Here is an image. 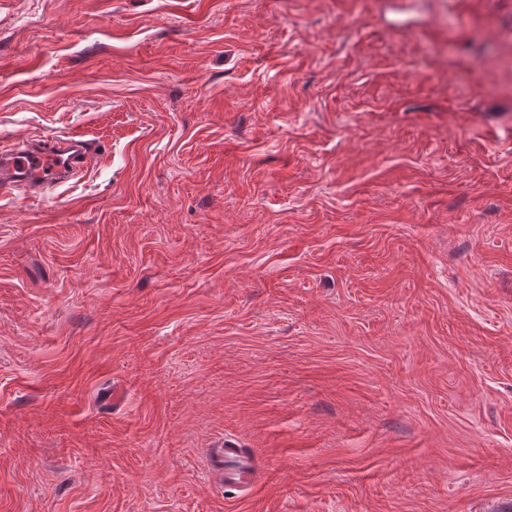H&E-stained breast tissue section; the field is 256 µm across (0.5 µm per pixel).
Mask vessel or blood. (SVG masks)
Here are the masks:
<instances>
[{
	"label": "vessel or blood",
	"mask_w": 512,
	"mask_h": 512,
	"mask_svg": "<svg viewBox=\"0 0 512 512\" xmlns=\"http://www.w3.org/2000/svg\"><path fill=\"white\" fill-rule=\"evenodd\" d=\"M93 158L90 145L70 135L23 140L11 149H0V191L22 188L29 194H39L42 188L69 181ZM207 470L214 485L243 491L252 489L265 475L254 455L228 439L208 449Z\"/></svg>",
	"instance_id": "1"
}]
</instances>
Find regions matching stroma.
<instances>
[{"mask_svg": "<svg viewBox=\"0 0 512 512\" xmlns=\"http://www.w3.org/2000/svg\"><path fill=\"white\" fill-rule=\"evenodd\" d=\"M62 133L0 195V512L512 501V0H0V147ZM93 158L90 145L70 135L19 141L11 149H0L1 194L23 188L36 196L44 187L69 181L74 172L88 166ZM46 159L53 161V165L44 171L40 166ZM217 447L207 449V470L214 485L245 491L263 479L265 471L261 463L237 443L227 439Z\"/></svg>", "mask_w": 512, "mask_h": 512, "instance_id": "1", "label": "stroma"}]
</instances>
